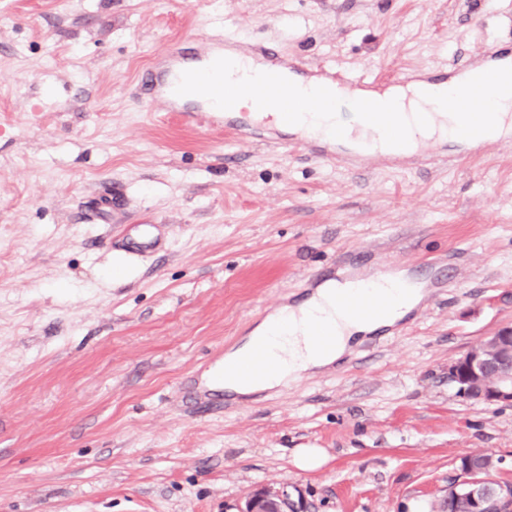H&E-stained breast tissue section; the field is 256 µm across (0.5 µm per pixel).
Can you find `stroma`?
<instances>
[{
  "label": "stroma",
  "instance_id": "1",
  "mask_svg": "<svg viewBox=\"0 0 512 512\" xmlns=\"http://www.w3.org/2000/svg\"><path fill=\"white\" fill-rule=\"evenodd\" d=\"M213 33L387 88L511 52L512 0H0V512H240L282 481L305 512H437L473 452L512 484V407L448 378L512 326V148L357 169L140 99ZM112 194L159 251L110 245ZM389 266L427 290L403 322L208 413L177 399L274 308Z\"/></svg>",
  "mask_w": 512,
  "mask_h": 512
}]
</instances>
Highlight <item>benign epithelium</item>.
Here are the masks:
<instances>
[{
	"label": "benign epithelium",
	"instance_id": "obj_1",
	"mask_svg": "<svg viewBox=\"0 0 512 512\" xmlns=\"http://www.w3.org/2000/svg\"><path fill=\"white\" fill-rule=\"evenodd\" d=\"M498 353L512 359V328H501L495 335ZM448 378L467 399L488 405L512 406V374L500 373L497 358L477 345L448 366ZM464 479L448 488V492L467 502L469 512H484L488 501L503 497L512 508V486L497 487L490 473L470 465L460 466ZM244 512H300L288 484L262 486L246 502Z\"/></svg>",
	"mask_w": 512,
	"mask_h": 512
}]
</instances>
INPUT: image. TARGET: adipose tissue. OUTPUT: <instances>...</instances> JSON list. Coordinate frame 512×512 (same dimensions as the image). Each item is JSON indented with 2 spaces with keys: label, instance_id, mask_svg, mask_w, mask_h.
<instances>
[{
  "label": "adipose tissue",
  "instance_id": "adipose-tissue-1",
  "mask_svg": "<svg viewBox=\"0 0 512 512\" xmlns=\"http://www.w3.org/2000/svg\"><path fill=\"white\" fill-rule=\"evenodd\" d=\"M421 299V293L408 292L397 299L394 308L381 323L359 321L337 306L336 282L327 280L302 302L283 305L270 314L245 336L240 346L224 356V366L241 365L250 358L257 346L267 343L279 364L278 372L260 386L246 381H232L228 388L239 395L249 396L259 389L272 390L304 373L329 366L343 356L357 337L372 333L381 324L394 325L411 312ZM278 322L287 323L288 330L284 337L274 342L270 339L271 327ZM316 325L323 326L335 336L333 347L321 351L310 346L307 336Z\"/></svg>",
  "mask_w": 512,
  "mask_h": 512
}]
</instances>
